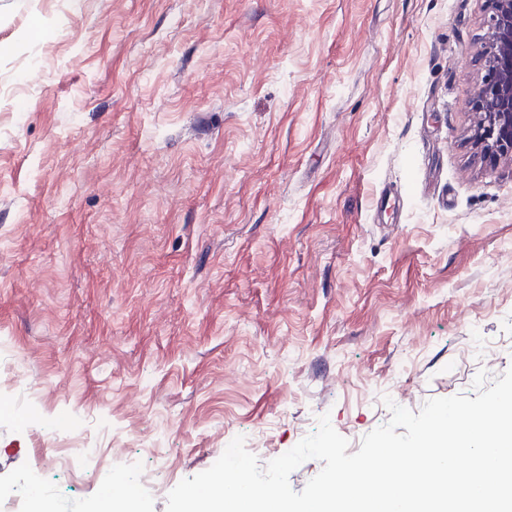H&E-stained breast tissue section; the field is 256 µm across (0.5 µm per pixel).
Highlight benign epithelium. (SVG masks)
<instances>
[{"mask_svg":"<svg viewBox=\"0 0 512 512\" xmlns=\"http://www.w3.org/2000/svg\"><path fill=\"white\" fill-rule=\"evenodd\" d=\"M488 38L479 51L482 76L471 96L476 139L486 161L512 165V0H492Z\"/></svg>","mask_w":512,"mask_h":512,"instance_id":"obj_1","label":"benign epithelium"}]
</instances>
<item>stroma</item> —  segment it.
<instances>
[{
    "label": "stroma",
    "instance_id": "stroma-1",
    "mask_svg": "<svg viewBox=\"0 0 512 512\" xmlns=\"http://www.w3.org/2000/svg\"><path fill=\"white\" fill-rule=\"evenodd\" d=\"M487 0H0V486L56 512L226 436L267 464L512 368V168L470 148ZM395 204L377 206L382 185ZM490 349L471 361L472 327ZM84 421L104 465L52 469Z\"/></svg>",
    "mask_w": 512,
    "mask_h": 512
}]
</instances>
